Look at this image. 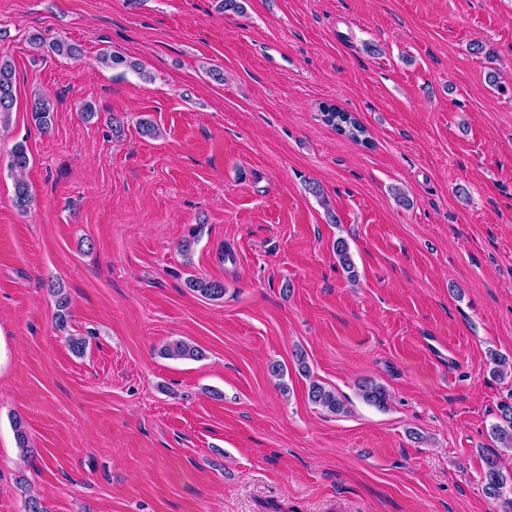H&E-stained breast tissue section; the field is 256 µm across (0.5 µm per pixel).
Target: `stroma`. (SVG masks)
<instances>
[{
    "label": "stroma",
    "instance_id": "stroma-1",
    "mask_svg": "<svg viewBox=\"0 0 512 512\" xmlns=\"http://www.w3.org/2000/svg\"><path fill=\"white\" fill-rule=\"evenodd\" d=\"M217 4L0 0L17 78L0 126V512H24L22 478L49 512H497L482 476L512 402L491 359L512 360V0ZM35 31L81 57L36 54ZM107 49L151 81L100 65ZM326 104L367 143L328 126ZM192 275L223 299L188 290ZM174 339L204 359L163 358ZM300 355L346 413L308 401ZM365 380L386 410L358 397ZM53 106L48 100L36 98L31 102V117L38 130L49 132L53 121ZM29 165L27 148L23 143H17L10 152L9 168L14 178V202L24 210L31 202V192L25 179V171ZM185 286L207 300H219L224 297V283L218 279L191 276L186 279Z\"/></svg>",
    "mask_w": 512,
    "mask_h": 512
}]
</instances>
